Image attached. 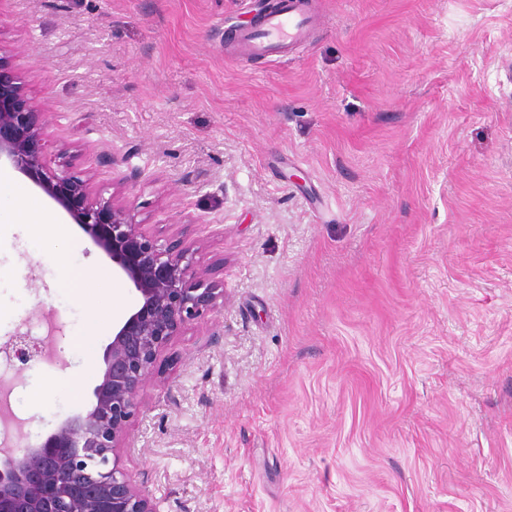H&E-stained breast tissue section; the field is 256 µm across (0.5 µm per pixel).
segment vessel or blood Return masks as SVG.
<instances>
[{"mask_svg":"<svg viewBox=\"0 0 512 512\" xmlns=\"http://www.w3.org/2000/svg\"><path fill=\"white\" fill-rule=\"evenodd\" d=\"M312 9L308 0H289L284 12L269 15L260 36L251 31L240 32L235 38L236 53L242 57L264 56L282 52L309 36Z\"/></svg>","mask_w":512,"mask_h":512,"instance_id":"b4317fda","label":"vessel or blood"}]
</instances>
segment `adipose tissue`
<instances>
[{
	"label": "adipose tissue",
	"mask_w": 512,
	"mask_h": 512,
	"mask_svg": "<svg viewBox=\"0 0 512 512\" xmlns=\"http://www.w3.org/2000/svg\"><path fill=\"white\" fill-rule=\"evenodd\" d=\"M19 190L8 173L0 174V224L28 223L35 225L39 243L46 252L57 260H64L70 243L66 234L61 233L55 216L38 200H30L27 208L20 209L14 204Z\"/></svg>",
	"instance_id": "obj_1"
}]
</instances>
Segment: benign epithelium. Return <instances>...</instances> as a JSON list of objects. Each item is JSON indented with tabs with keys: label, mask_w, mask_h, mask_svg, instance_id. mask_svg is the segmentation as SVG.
Here are the masks:
<instances>
[{
	"label": "benign epithelium",
	"mask_w": 512,
	"mask_h": 512,
	"mask_svg": "<svg viewBox=\"0 0 512 512\" xmlns=\"http://www.w3.org/2000/svg\"><path fill=\"white\" fill-rule=\"evenodd\" d=\"M42 108L19 73L0 65V161L78 225L133 287L137 304L112 331L90 407L58 421L39 444L0 451V512H159L111 456L123 447L158 356L224 304V283L197 259L196 243L159 244L120 191L105 198L91 178L51 169L45 159L51 122L42 120ZM0 351L21 370L48 356L45 343L27 335Z\"/></svg>",
	"instance_id": "7a95c632"
}]
</instances>
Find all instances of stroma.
Segmentation results:
<instances>
[{"instance_id":"stroma-1","label":"stroma","mask_w":512,"mask_h":512,"mask_svg":"<svg viewBox=\"0 0 512 512\" xmlns=\"http://www.w3.org/2000/svg\"><path fill=\"white\" fill-rule=\"evenodd\" d=\"M265 4L0 0V63L55 114L47 163L106 196L144 170L138 221L224 284L119 464L160 512H512V0H316L286 56L227 54ZM65 229L106 287L59 289L32 228L0 227V341L52 318L65 353L8 376L32 443L90 405L136 300ZM75 372L80 397L42 399Z\"/></svg>"}]
</instances>
